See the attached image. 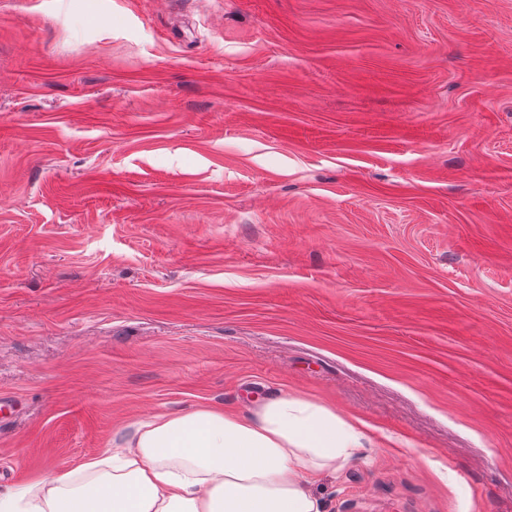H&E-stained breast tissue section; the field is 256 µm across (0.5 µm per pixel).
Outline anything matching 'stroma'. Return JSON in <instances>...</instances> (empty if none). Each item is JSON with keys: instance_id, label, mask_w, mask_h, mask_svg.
<instances>
[{"instance_id": "obj_1", "label": "stroma", "mask_w": 512, "mask_h": 512, "mask_svg": "<svg viewBox=\"0 0 512 512\" xmlns=\"http://www.w3.org/2000/svg\"><path fill=\"white\" fill-rule=\"evenodd\" d=\"M285 392L512 512V0H0V488Z\"/></svg>"}]
</instances>
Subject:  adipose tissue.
<instances>
[{
    "label": "adipose tissue",
    "mask_w": 512,
    "mask_h": 512,
    "mask_svg": "<svg viewBox=\"0 0 512 512\" xmlns=\"http://www.w3.org/2000/svg\"><path fill=\"white\" fill-rule=\"evenodd\" d=\"M361 435L291 393L244 414H161L73 470L0 491V512H323L310 477L350 458Z\"/></svg>",
    "instance_id": "ef3b65f1"
}]
</instances>
